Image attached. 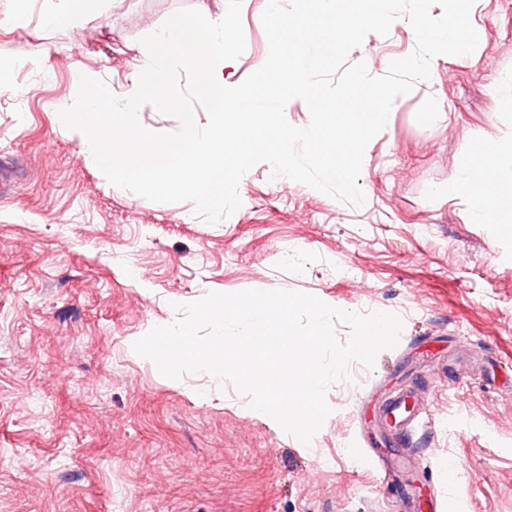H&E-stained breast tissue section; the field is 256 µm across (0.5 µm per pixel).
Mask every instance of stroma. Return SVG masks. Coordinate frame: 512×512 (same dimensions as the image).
Segmentation results:
<instances>
[{"label":"stroma","instance_id":"stroma-1","mask_svg":"<svg viewBox=\"0 0 512 512\" xmlns=\"http://www.w3.org/2000/svg\"><path fill=\"white\" fill-rule=\"evenodd\" d=\"M267 0H243L234 86L268 55ZM58 0H0V512H401L373 461L403 445L381 402L418 387L433 425L396 469L417 512H512V235L447 198L470 144L512 135V0H484L474 53L432 59L367 145L352 206L256 164L219 224L192 202L111 185L59 118L77 77L125 96L144 35L175 11L227 0H112L81 26L47 25ZM26 17L10 22L8 12ZM406 18L368 34L350 62L384 75L411 54ZM286 289L403 320L374 367L327 392L310 444L231 382L175 380L134 343L209 292Z\"/></svg>","mask_w":512,"mask_h":512}]
</instances>
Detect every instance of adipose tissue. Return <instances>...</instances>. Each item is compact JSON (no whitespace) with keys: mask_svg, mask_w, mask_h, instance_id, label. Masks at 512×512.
I'll list each match as a JSON object with an SVG mask.
<instances>
[{"mask_svg":"<svg viewBox=\"0 0 512 512\" xmlns=\"http://www.w3.org/2000/svg\"><path fill=\"white\" fill-rule=\"evenodd\" d=\"M512 189V141L485 142L472 149L448 194L465 198L481 222L512 228V192L501 194V187Z\"/></svg>","mask_w":512,"mask_h":512,"instance_id":"1","label":"adipose tissue"}]
</instances>
